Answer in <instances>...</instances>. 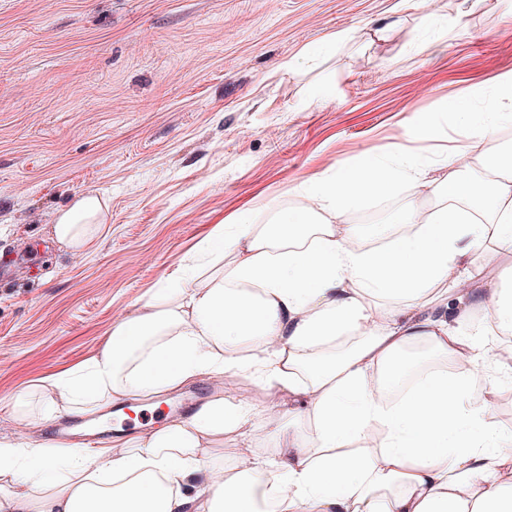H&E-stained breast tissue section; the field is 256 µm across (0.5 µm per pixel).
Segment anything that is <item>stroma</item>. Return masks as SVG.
<instances>
[{
	"mask_svg": "<svg viewBox=\"0 0 512 512\" xmlns=\"http://www.w3.org/2000/svg\"><path fill=\"white\" fill-rule=\"evenodd\" d=\"M397 0H0V441L39 442L48 422L22 419L23 390L98 354L113 327L178 269L214 267L193 248L251 209L287 203L294 185L380 153L416 120L456 128L449 105L481 97L512 71L503 0H413L387 34ZM449 30L425 52L414 24ZM349 39L303 69L307 45ZM106 229L83 253L52 226L86 195ZM398 186L349 214L365 247L408 233L392 215ZM211 397L263 405L255 378L203 375L162 407L137 400L126 437L161 427L201 384Z\"/></svg>",
	"mask_w": 512,
	"mask_h": 512,
	"instance_id": "35a3bbf8",
	"label": "stroma"
}]
</instances>
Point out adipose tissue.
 <instances>
[{
  "label": "adipose tissue",
  "instance_id": "adipose-tissue-1",
  "mask_svg": "<svg viewBox=\"0 0 512 512\" xmlns=\"http://www.w3.org/2000/svg\"><path fill=\"white\" fill-rule=\"evenodd\" d=\"M491 95L485 112L455 101L460 139L429 160L393 143L295 185L267 223L242 211L197 245L221 261L215 275L169 277L99 354L43 386L51 419L246 373L287 393L279 410L219 398L97 448L0 442V512H265L269 497L272 512H512V433L472 394L512 382V351L494 341L512 335V270L473 285L489 244L512 251V72ZM400 183L415 199L393 221L409 232L362 247L348 213ZM102 207L84 196L55 239L88 248ZM475 313L481 343L459 329ZM421 345L451 369L385 402L407 373L400 356ZM227 433L279 446L229 465L213 449Z\"/></svg>",
  "mask_w": 512,
  "mask_h": 512
}]
</instances>
